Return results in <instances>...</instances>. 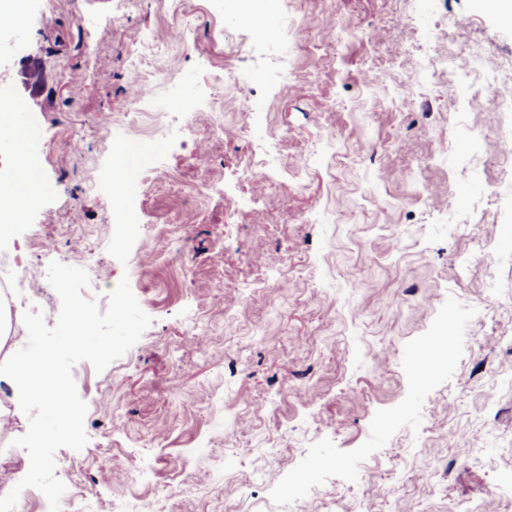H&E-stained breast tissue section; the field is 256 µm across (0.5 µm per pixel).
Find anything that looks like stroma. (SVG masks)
Returning a JSON list of instances; mask_svg holds the SVG:
<instances>
[{
    "label": "stroma",
    "instance_id": "stroma-1",
    "mask_svg": "<svg viewBox=\"0 0 512 512\" xmlns=\"http://www.w3.org/2000/svg\"><path fill=\"white\" fill-rule=\"evenodd\" d=\"M237 8L184 0L172 19L157 0H37L0 63L47 187L0 240L17 259L0 265V362L25 345L27 310L55 325L53 261L94 255L84 297L107 309L125 277L152 319L104 371L73 367L89 441L56 453L65 498L82 512H512V107L489 103L462 56L512 70V29L482 0H268L247 25ZM292 13L308 28L268 41ZM330 26L336 39L314 42ZM171 28L185 41L160 39ZM29 56L35 98L17 76ZM172 61L176 77L134 104L128 69L151 79ZM131 129L146 180L120 185L112 144ZM248 167L266 169L262 188ZM118 190L134 225L112 220ZM438 336L440 363L419 372ZM28 425L19 411L0 433V497L29 470L14 444ZM292 467L310 481L289 484Z\"/></svg>",
    "mask_w": 512,
    "mask_h": 512
}]
</instances>
